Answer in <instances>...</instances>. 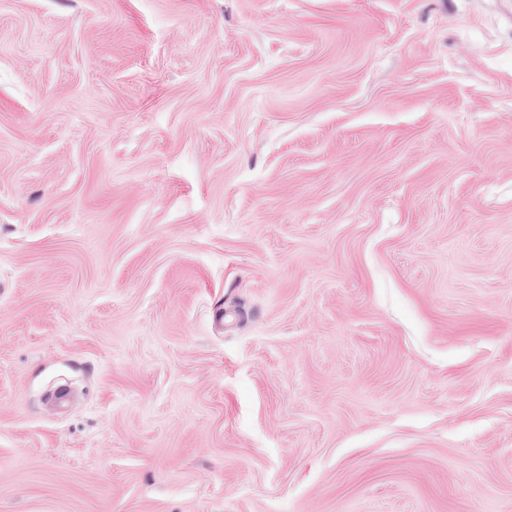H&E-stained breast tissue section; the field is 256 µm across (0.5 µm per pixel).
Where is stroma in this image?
Returning a JSON list of instances; mask_svg holds the SVG:
<instances>
[{
  "label": "stroma",
  "mask_w": 512,
  "mask_h": 512,
  "mask_svg": "<svg viewBox=\"0 0 512 512\" xmlns=\"http://www.w3.org/2000/svg\"><path fill=\"white\" fill-rule=\"evenodd\" d=\"M0 512H512V0H0Z\"/></svg>",
  "instance_id": "35a3bbf8"
}]
</instances>
